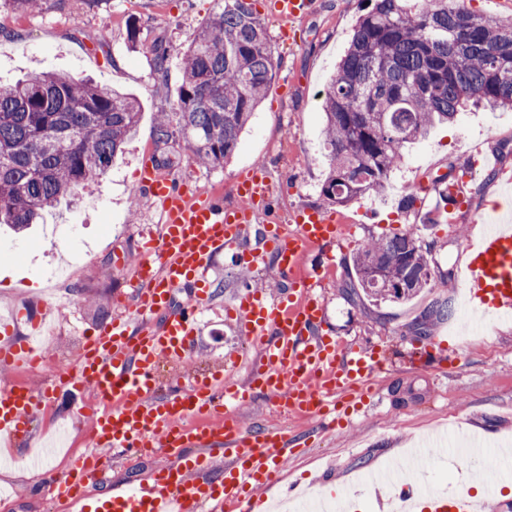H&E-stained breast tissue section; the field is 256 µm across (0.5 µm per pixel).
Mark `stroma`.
Returning <instances> with one entry per match:
<instances>
[{"label":"stroma","mask_w":512,"mask_h":512,"mask_svg":"<svg viewBox=\"0 0 512 512\" xmlns=\"http://www.w3.org/2000/svg\"><path fill=\"white\" fill-rule=\"evenodd\" d=\"M216 7L215 0H43L38 11L21 14L0 0L1 79H13L37 66L90 78L102 87L122 88L141 103L136 138L92 192L47 212L26 236L0 230V313L18 314L15 342H23L31 331V317L42 315L51 325L44 339L47 351L55 360L70 362L79 352L84 331L101 322V311L94 306L46 301L44 290L52 273L67 274L68 288L100 296L109 311L127 294L129 264L137 261L143 238L160 230L158 203L137 189L136 173L144 158L169 161V173L188 194L219 190L229 205L236 201L238 180L255 167H264L283 224L294 223L304 208L322 207L320 189L328 166L321 92L349 45L365 0H316L314 13L295 24L290 41L282 39L283 23L269 10L267 0H254L279 65L231 159L205 168L190 159L180 136L165 143L157 140L155 117L175 110L181 50ZM133 23L139 28L135 45L128 36ZM158 39L169 49L164 83L154 77L151 48ZM451 168L467 173L465 207L456 208L451 222L423 223L436 203L435 176ZM504 169L512 170V111L465 112L407 148L382 197L337 208L346 233L333 246V272L315 290L325 307L323 330L345 348L379 347L389 370L373 382L368 402L333 433L311 435L310 420L279 412L264 397L239 410L245 427L272 426L309 436L308 447L281 462L286 482L339 493L355 474L400 459L421 436L451 419L490 445L512 441V318L493 319L479 335L458 340L455 362L446 369H418L409 362L431 349L433 334H451L459 322L467 240L484 230L482 215L501 200ZM410 193L416 196L415 207L402 208ZM408 228L430 247V286L411 300L381 305L361 293H343L347 266L361 241ZM121 256L126 266H119ZM214 280L223 284L224 292L213 296L202 315V332L189 364L162 365L161 380L205 374L235 355L253 358V345L226 317L225 305L247 287L274 294L277 271L271 266L249 270L224 255L216 262ZM444 303L451 304L452 315L432 318L430 335H417V325ZM50 401L61 424L50 465L58 471L68 465L69 448L89 446V423L81 408L90 404L91 393L71 390ZM162 462L158 454L115 453L102 478L92 483L91 493L98 498L107 495L112 484L134 485ZM2 486L9 489L11 499L0 505V512H52L40 473L0 458Z\"/></svg>","instance_id":"obj_1"}]
</instances>
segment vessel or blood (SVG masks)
<instances>
[{"mask_svg":"<svg viewBox=\"0 0 512 512\" xmlns=\"http://www.w3.org/2000/svg\"><path fill=\"white\" fill-rule=\"evenodd\" d=\"M314 0H272L287 24L303 21ZM140 188L164 215L159 239L145 243L131 268V293L123 311L86 336L74 363L34 388L14 380L0 386V444L30 440L42 396L63 388L94 391L89 408L93 449L73 459L62 474L45 477L61 512H266L262 492L280 480L279 463L293 455L296 440L277 428H247L232 406L263 395L288 413L335 427L339 403L364 399L382 373L376 354L344 355L321 335L324 305L313 293L317 268L310 253L338 243L344 233L335 214L304 210L295 228L264 225L247 254L249 266L274 265L283 291L278 299L247 289L228 310L261 350L246 381L221 370L189 385L162 386L161 363L180 364L191 355L198 317L209 306L216 259L239 249L257 211L271 203L268 177L254 170L236 185L239 204L227 207L222 192L189 195L171 174L152 162L140 172ZM463 287L480 312L512 313V230L487 227L470 250ZM185 302H177L180 290ZM12 326L0 323V364L38 368L45 357L30 344L10 342ZM161 452L165 463L137 485H114L104 503L81 497L86 479L99 477L112 450ZM400 498L419 497L424 512H481L470 496L420 497L417 485L396 482Z\"/></svg>","mask_w":512,"mask_h":512,"instance_id":"b4317fda","label":"vessel or blood"}]
</instances>
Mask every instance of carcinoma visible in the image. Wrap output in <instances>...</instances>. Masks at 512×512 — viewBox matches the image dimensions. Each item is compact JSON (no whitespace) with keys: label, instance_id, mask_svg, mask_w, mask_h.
Here are the masks:
<instances>
[{"label":"carcinoma","instance_id":"cac0c4a2","mask_svg":"<svg viewBox=\"0 0 512 512\" xmlns=\"http://www.w3.org/2000/svg\"><path fill=\"white\" fill-rule=\"evenodd\" d=\"M467 0H369L322 100L328 173L321 195L346 206L379 193L403 148L472 108L512 110V15L487 18ZM156 80L168 49L152 47ZM175 116L192 160L234 153L275 61L251 0H220L182 52ZM141 105L119 88L54 71L0 82V225L17 232L99 181L138 129ZM428 250L411 231L365 240L349 288L376 303L430 285Z\"/></svg>","mask_w":512,"mask_h":512}]
</instances>
